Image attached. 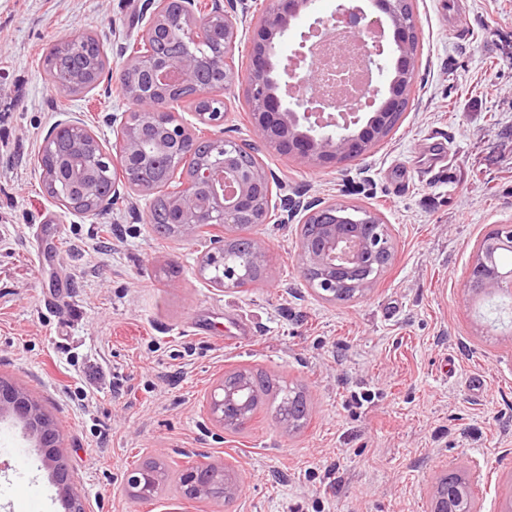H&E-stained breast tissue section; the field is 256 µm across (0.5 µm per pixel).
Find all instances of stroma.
Instances as JSON below:
<instances>
[{
    "label": "stroma",
    "mask_w": 512,
    "mask_h": 512,
    "mask_svg": "<svg viewBox=\"0 0 512 512\" xmlns=\"http://www.w3.org/2000/svg\"><path fill=\"white\" fill-rule=\"evenodd\" d=\"M145 0H0V376L55 419L85 512H428L436 482L461 475L501 512L512 498V321L467 286L476 244L512 224V0H415L420 67L393 132L358 159L314 168L255 142L247 47L219 90L225 137L256 144L277 196L378 213L395 253L365 295H314L295 225L249 228L272 277L225 289L201 276L203 240L146 224L152 195L98 216L63 208L37 154L61 113L104 148L134 110L119 83L73 97L45 81L48 47L94 32L120 73ZM466 17L464 31L451 19ZM302 387L304 428L257 414L221 432L207 395L233 369ZM162 468L136 499L127 476ZM226 465L234 499L190 501L181 470ZM65 512L22 424L0 419V512Z\"/></svg>",
    "instance_id": "stroma-1"
}]
</instances>
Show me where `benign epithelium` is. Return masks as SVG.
<instances>
[{
    "instance_id": "1",
    "label": "benign epithelium",
    "mask_w": 512,
    "mask_h": 512,
    "mask_svg": "<svg viewBox=\"0 0 512 512\" xmlns=\"http://www.w3.org/2000/svg\"><path fill=\"white\" fill-rule=\"evenodd\" d=\"M180 4L184 41L194 51L172 59L151 53L130 55L121 73L125 93L150 105L136 121H124L116 129L115 155L104 152L95 133L84 123L59 120L46 134L38 154L41 177L46 182L68 185L73 202L69 208L86 216L107 210L113 198L129 190L149 191L138 184L136 164L145 154L144 145L155 144L165 155L167 169L176 170L190 162L196 152L194 137L178 122L172 107L176 91L196 83L195 97L206 98L209 85L197 80L201 63L206 62L229 79L227 64L241 44L239 25L246 17L237 15L236 0H149L151 12L141 36L150 44L167 36L172 5ZM375 10L342 0L328 18L317 17L308 30L300 33L298 45L307 48L282 68V79L273 80L272 57L275 38L288 36L292 22L315 8V0H268L255 22L249 45L250 65L246 95L251 103L254 136L299 158L310 166L338 165L365 155L388 136L393 116L409 106L418 68V55L409 46L419 38L411 10V0H372ZM346 24L352 37L363 46L364 79L357 86L355 100H344L343 90L336 99L310 95L319 85L313 47L307 42L330 30V25ZM291 98L284 104L278 92ZM210 162L194 164L176 196L171 199L176 226L193 240L204 224H237L247 221L263 224L272 207L273 176L245 145L222 135L212 137ZM115 168L112 188L106 195L96 194L93 178L105 166ZM277 207L284 212L283 222L298 220L302 272L308 288L321 298L348 300L367 291L375 278H367L377 258L390 259L394 244L382 218L367 213L361 224L350 223L336 212L346 209L334 201L316 200L305 205L282 199ZM305 224H319V231L304 235ZM249 265L266 276L263 244L250 239ZM502 252L512 253V225L497 224L490 236L478 244L470 269L472 297L491 296L505 289L512 292V269L497 266ZM224 262V240L209 243L199 267L204 275ZM212 420L221 428L234 430L248 421L247 414L224 383L209 396ZM20 422L27 436L42 450V459L51 472L59 494L69 510H75L73 483L60 453L61 435L44 413L42 403L27 389L0 377V416ZM429 512H478L470 485L439 482L431 498Z\"/></svg>"
}]
</instances>
